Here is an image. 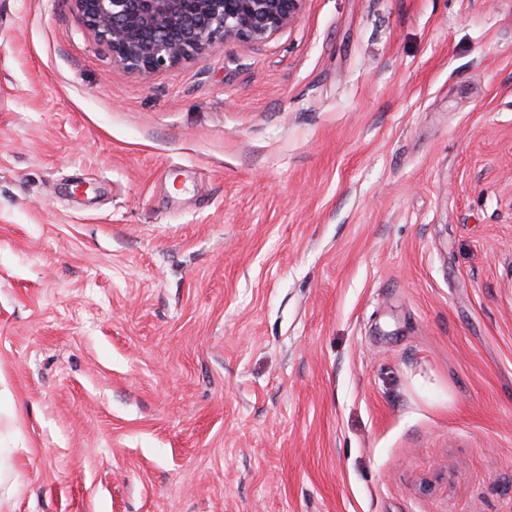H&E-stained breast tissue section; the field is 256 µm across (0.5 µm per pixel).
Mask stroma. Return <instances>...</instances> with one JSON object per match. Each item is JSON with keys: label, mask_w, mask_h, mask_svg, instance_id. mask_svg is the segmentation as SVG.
Wrapping results in <instances>:
<instances>
[{"label": "stroma", "mask_w": 512, "mask_h": 512, "mask_svg": "<svg viewBox=\"0 0 512 512\" xmlns=\"http://www.w3.org/2000/svg\"><path fill=\"white\" fill-rule=\"evenodd\" d=\"M8 512H512V0H305L142 77L0 0Z\"/></svg>", "instance_id": "35a3bbf8"}]
</instances>
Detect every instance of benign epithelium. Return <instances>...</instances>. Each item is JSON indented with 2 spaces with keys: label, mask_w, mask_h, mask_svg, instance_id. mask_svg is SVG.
<instances>
[{
  "label": "benign epithelium",
  "mask_w": 512,
  "mask_h": 512,
  "mask_svg": "<svg viewBox=\"0 0 512 512\" xmlns=\"http://www.w3.org/2000/svg\"><path fill=\"white\" fill-rule=\"evenodd\" d=\"M112 63L147 77L227 41L262 43L298 18L305 0H74Z\"/></svg>",
  "instance_id": "7a95c632"
}]
</instances>
